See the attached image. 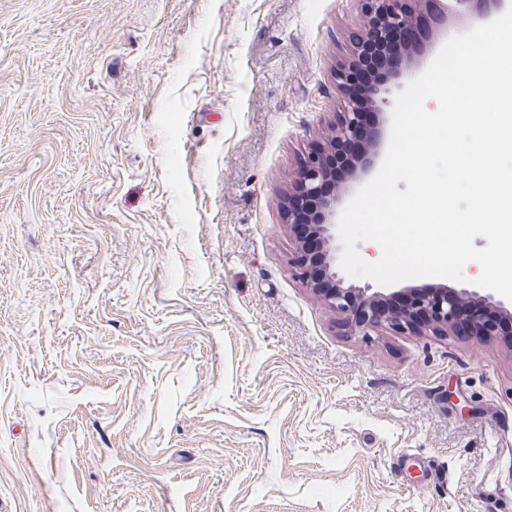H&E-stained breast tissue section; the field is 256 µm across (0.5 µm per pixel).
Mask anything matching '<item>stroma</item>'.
Segmentation results:
<instances>
[{
    "label": "stroma",
    "instance_id": "obj_1",
    "mask_svg": "<svg viewBox=\"0 0 512 512\" xmlns=\"http://www.w3.org/2000/svg\"><path fill=\"white\" fill-rule=\"evenodd\" d=\"M362 24L0 0V512H512V342L355 335L293 265Z\"/></svg>",
    "mask_w": 512,
    "mask_h": 512
}]
</instances>
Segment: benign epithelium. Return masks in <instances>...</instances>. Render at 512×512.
Returning <instances> with one entry per match:
<instances>
[{
    "mask_svg": "<svg viewBox=\"0 0 512 512\" xmlns=\"http://www.w3.org/2000/svg\"><path fill=\"white\" fill-rule=\"evenodd\" d=\"M365 31L357 37L356 52L362 53L364 46L378 38L396 46L398 66L389 73L368 80L361 95L351 94L349 74L351 68L343 67L338 72V84L349 95L351 105L334 127V135L328 150H334L347 142H364L357 158L349 166L353 175L366 174L374 169L378 154L375 144L380 136V127L367 128L363 125L364 110L383 114L382 97L389 86L399 81L403 72L412 64L411 46L404 41L415 18L428 14L434 25L445 23L446 14L441 9L443 0H361ZM324 149L315 150L304 158L296 194L288 197V223L290 232H295L294 217L299 215L318 238L321 262L328 284L319 286L313 280L311 259L302 241H297V256L294 263L300 277L314 294L325 303L348 316L347 326L356 335L366 336L369 331L385 326L397 333L421 332L428 330L437 334L445 331L458 332L462 329L485 339L498 336L500 332L492 319L512 311L490 294H480L470 288H429L417 294L416 301L408 309L389 310L386 303L400 294H412L414 290L404 288L389 293L372 292L368 288L343 286L332 271L336 258V210L340 196L332 190L322 192L323 183L329 178L324 163Z\"/></svg>",
    "mask_w": 512,
    "mask_h": 512,
    "instance_id": "benign-epithelium-1",
    "label": "benign epithelium"
}]
</instances>
